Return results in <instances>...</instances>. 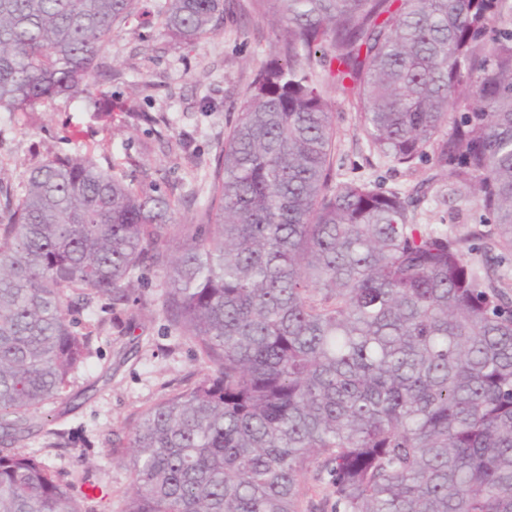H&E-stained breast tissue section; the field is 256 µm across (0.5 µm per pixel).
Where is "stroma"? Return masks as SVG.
I'll return each mask as SVG.
<instances>
[{
  "instance_id": "35a3bbf8",
  "label": "stroma",
  "mask_w": 512,
  "mask_h": 512,
  "mask_svg": "<svg viewBox=\"0 0 512 512\" xmlns=\"http://www.w3.org/2000/svg\"><path fill=\"white\" fill-rule=\"evenodd\" d=\"M284 32L258 0H224V28L194 44L169 41L140 20L112 31L107 72L89 95H58L31 112L0 110V184L21 193L29 171L56 155H88L143 187L158 184L178 205L180 223L194 224L211 194L215 155L240 117L247 87L264 63L282 58ZM135 100L134 112H103L100 93ZM336 125L333 166L338 181L372 182L407 192L424 183L415 220L454 234L473 229L479 211L470 197L448 193V178L431 159L396 165L374 152L359 128L353 96L326 89ZM165 278L141 268L128 304L94 297L70 314L90 337L89 355L69 378L65 399L33 412L19 450L46 459L58 481L83 496L84 512H120L130 490L126 466L111 460L112 431L211 367L162 310ZM108 500H101V493Z\"/></svg>"
}]
</instances>
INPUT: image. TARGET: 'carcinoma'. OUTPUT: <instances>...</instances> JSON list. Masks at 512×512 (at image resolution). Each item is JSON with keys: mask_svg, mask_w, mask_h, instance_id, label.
Returning <instances> with one entry per match:
<instances>
[{"mask_svg": "<svg viewBox=\"0 0 512 512\" xmlns=\"http://www.w3.org/2000/svg\"><path fill=\"white\" fill-rule=\"evenodd\" d=\"M139 0H0V109L77 96ZM285 55L261 66L179 255L174 202L56 156L0 187V512H83L44 460L12 449L65 397L89 335L146 263L163 311L213 372L112 430L122 512H512V296L476 243L512 253V0H261ZM159 32L224 27V0H163ZM323 72L314 79L315 67ZM349 91L370 146L432 149L478 226L414 221V197L336 182L323 85Z\"/></svg>", "mask_w": 512, "mask_h": 512, "instance_id": "obj_1", "label": "carcinoma"}]
</instances>
